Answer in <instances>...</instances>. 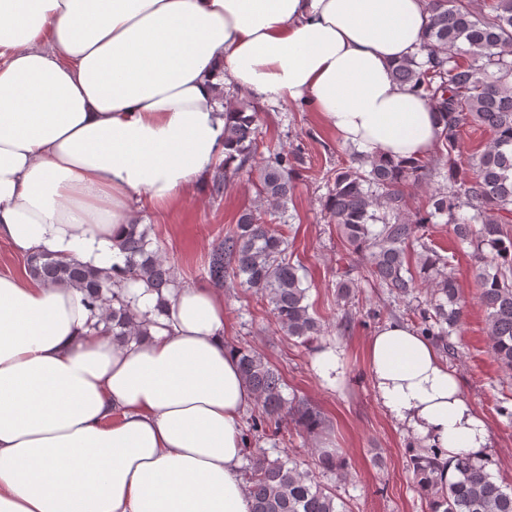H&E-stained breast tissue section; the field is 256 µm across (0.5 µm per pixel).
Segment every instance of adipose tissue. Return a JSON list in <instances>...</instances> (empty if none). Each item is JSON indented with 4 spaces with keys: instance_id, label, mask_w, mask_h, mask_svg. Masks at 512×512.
Wrapping results in <instances>:
<instances>
[{
    "instance_id": "adipose-tissue-1",
    "label": "adipose tissue",
    "mask_w": 512,
    "mask_h": 512,
    "mask_svg": "<svg viewBox=\"0 0 512 512\" xmlns=\"http://www.w3.org/2000/svg\"><path fill=\"white\" fill-rule=\"evenodd\" d=\"M425 0H0V242L122 269L140 212L224 159V90L305 102L371 157L422 159L442 126L399 84ZM122 288L128 342L76 289L0 274V512H250L241 418L254 403L225 343L224 297ZM379 401L426 445L481 459L482 415L427 337L367 342Z\"/></svg>"
}]
</instances>
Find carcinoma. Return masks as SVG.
I'll list each match as a JSON object with an SVG mask.
<instances>
[{
  "label": "carcinoma",
  "instance_id": "obj_1",
  "mask_svg": "<svg viewBox=\"0 0 512 512\" xmlns=\"http://www.w3.org/2000/svg\"><path fill=\"white\" fill-rule=\"evenodd\" d=\"M488 7L482 13L472 9L470 0H427L424 58L414 56L394 67L396 81L429 98L443 122L434 168L448 167V185L434 190L426 209L410 216L408 179H424L430 168L419 160L369 158L327 178L331 189L324 209L352 253L368 261L369 276L390 296L403 300L421 285L430 288L429 301L417 312L419 334L453 359L457 351L451 337L461 328L464 305L446 272L447 261L423 243L413 272L405 253L407 245L422 239L424 225L447 217L455 235L484 259L477 274L478 302L486 313L491 351L512 370V234L507 230L512 224V0H490ZM463 54L469 56L466 63L459 60ZM225 109L234 121L224 127L226 158L213 170V192L219 196L227 181L255 172L260 206L243 210L219 240L210 256L209 278L218 287L230 280L259 294L280 329L310 346L322 334L321 320L310 313L303 267L288 256V240L272 220L285 213L300 154L270 148L255 163L259 105L240 98ZM473 125L485 128L491 142L470 161L463 158L460 132ZM117 247L125 259V278L143 282L164 308V292L176 276L167 258L152 248L148 227L128 225ZM26 265L35 278L77 289L88 306L106 307L113 338L145 335L133 301L107 273L76 261L63 263L48 253L28 256ZM234 352L259 408L248 432L264 434L271 426L278 431L289 418L308 430L322 423L314 408L288 401L279 374L259 353ZM312 455L330 470L345 469L325 448L312 449ZM411 466L431 512H512V489L493 481L484 462L465 456L450 462L441 449L423 448L412 455ZM245 475L251 512H346L336 492L314 481L297 461L252 456Z\"/></svg>",
  "mask_w": 512,
  "mask_h": 512
}]
</instances>
